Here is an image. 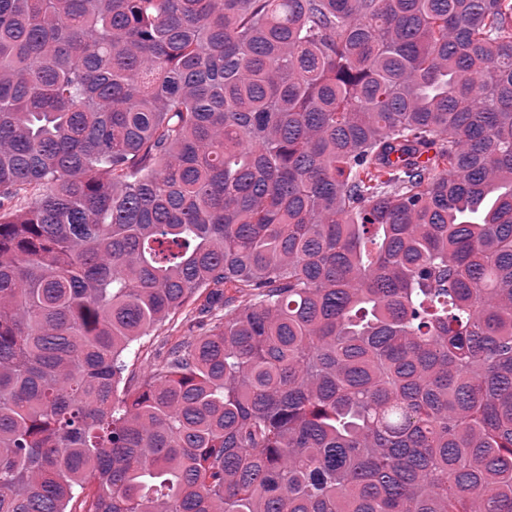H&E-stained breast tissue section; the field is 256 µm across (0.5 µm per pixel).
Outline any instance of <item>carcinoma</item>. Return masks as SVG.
<instances>
[{
	"mask_svg": "<svg viewBox=\"0 0 512 512\" xmlns=\"http://www.w3.org/2000/svg\"><path fill=\"white\" fill-rule=\"evenodd\" d=\"M0 512H512V0H0ZM171 326H173L171 323L168 325V322H166L164 327L154 329L150 334L151 336H144L141 339L137 355L134 356L132 353L129 358V371L131 375L134 376L131 385H136L137 381H139L144 374L150 372L163 360L167 349V347L160 349L164 335L172 334V337H170V341L172 342L180 335V333L174 329H172V331L167 330Z\"/></svg>",
	"mask_w": 512,
	"mask_h": 512,
	"instance_id": "1",
	"label": "carcinoma"
}]
</instances>
